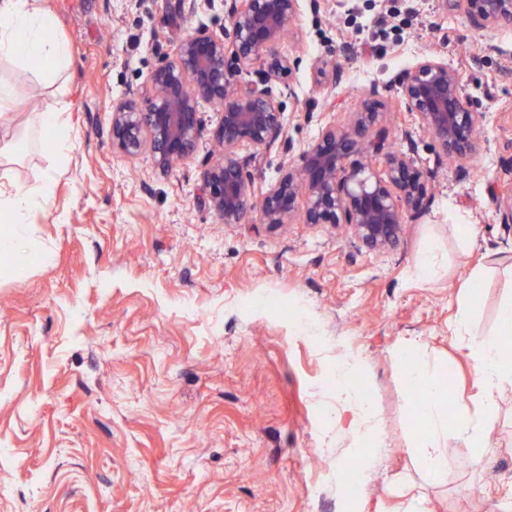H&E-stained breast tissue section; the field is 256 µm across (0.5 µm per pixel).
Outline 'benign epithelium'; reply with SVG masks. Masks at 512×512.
<instances>
[{"label": "benign epithelium", "instance_id": "7a95c632", "mask_svg": "<svg viewBox=\"0 0 512 512\" xmlns=\"http://www.w3.org/2000/svg\"><path fill=\"white\" fill-rule=\"evenodd\" d=\"M302 0H224L230 27L220 34L191 28L172 57L149 75L144 102L112 109V151L129 158L150 154L161 173L186 159L200 135V103L221 107L213 139L224 148L203 173L199 203L226 224H238L258 199L261 223L271 228L301 218L304 224L342 227L369 251L387 252L399 242L406 219L427 209L433 189L414 155L380 152L387 112L371 87L347 123L325 125L298 164L255 195L237 150L292 147L275 84L299 66L281 51L295 33ZM475 27L512 21V0H440ZM258 67L261 79L240 80ZM401 103L431 135L438 155L467 160L477 151L485 113L463 93L448 63L424 56L399 78Z\"/></svg>", "mask_w": 512, "mask_h": 512}]
</instances>
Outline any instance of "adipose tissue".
<instances>
[{"mask_svg":"<svg viewBox=\"0 0 512 512\" xmlns=\"http://www.w3.org/2000/svg\"><path fill=\"white\" fill-rule=\"evenodd\" d=\"M53 16L41 9L38 0H0V60L17 63L39 60L42 75L57 79L74 64L69 43L54 35ZM71 105L59 100L55 111L41 114L40 134L44 148L57 158H65L70 150L68 136ZM54 184L53 172H45L39 186L33 191L0 189V217L10 220V230L0 231V257H11L19 252L18 227L27 223L28 215L38 201L46 199ZM512 335V298L501 303L498 310V328L492 334L475 338L471 346L476 364L478 383L483 396L480 409L463 414L456 425H449L443 405L448 389L442 379L420 362L422 352L418 339L405 344L403 357L407 362L405 375L409 384L420 390L414 414L423 428L412 444L426 476L439 478L447 467L443 439L454 432L458 447L464 448L471 464L475 481L485 478L486 457L490 446L486 432V418L495 412L497 397L505 388H512V345L505 339ZM336 414L350 416L352 427L363 437L382 443L383 433L378 425L369 398L350 382L349 375H341L336 386Z\"/></svg>","mask_w":512,"mask_h":512,"instance_id":"obj_1","label":"adipose tissue"}]
</instances>
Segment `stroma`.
<instances>
[{"label":"stroma","instance_id":"35a3bbf8","mask_svg":"<svg viewBox=\"0 0 512 512\" xmlns=\"http://www.w3.org/2000/svg\"><path fill=\"white\" fill-rule=\"evenodd\" d=\"M41 0L75 66L59 82L0 62L16 106L0 125V186L31 189L56 172L31 213L29 262L0 261V512H349L352 461L367 512H397L407 477L429 512H505L512 493V391L490 420L485 483L445 442L448 471L423 476L409 446L418 398L401 357L420 337L452 380L448 405L481 398L466 341L450 342L457 286L484 269L474 330L497 328L512 297V228L495 196L512 167V23L472 26L437 0L302 5L284 49L301 64L282 91L292 152L243 146L255 188L274 182L325 122L344 121L378 86L390 108L385 146L413 149L436 190L396 249L370 253L343 229L222 223L198 204L220 114L200 108L192 155L159 173L149 154L112 151V107L144 89L198 24L221 30L222 0ZM448 62L486 114L480 151L438 160L399 102L396 80L422 56ZM73 110L72 150L43 151L38 115ZM435 272H416L428 242ZM362 364L383 446L336 429V360Z\"/></svg>","mask_w":512,"mask_h":512}]
</instances>
